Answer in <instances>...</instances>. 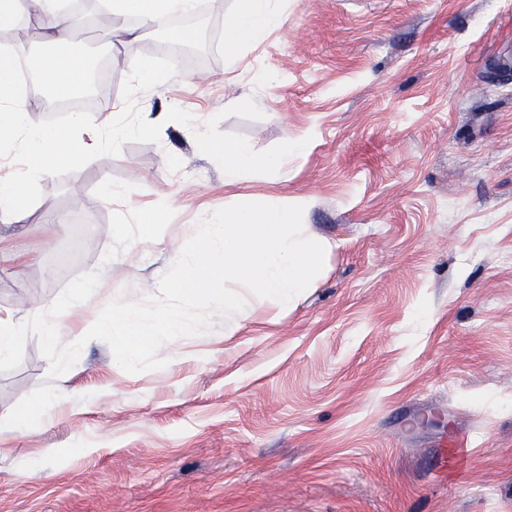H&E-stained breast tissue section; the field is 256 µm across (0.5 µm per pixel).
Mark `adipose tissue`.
Listing matches in <instances>:
<instances>
[{
	"label": "adipose tissue",
	"instance_id": "1",
	"mask_svg": "<svg viewBox=\"0 0 512 512\" xmlns=\"http://www.w3.org/2000/svg\"><path fill=\"white\" fill-rule=\"evenodd\" d=\"M192 0H111L107 28L124 29L128 16L134 15L147 25L168 23L172 14L186 13ZM23 14L36 15L47 29L54 50L35 56V73L39 87L52 98H60L85 88L91 63L70 51L75 30L62 0H0V26L10 25ZM281 25V17L273 0H236V8L225 29L229 45L257 42ZM22 88L16 82L12 52L0 50V150H17L25 159V174L20 179L0 178V222L24 224L33 213L28 186L52 172L57 163L71 166L97 157L108 148L118 147L126 138L140 131L166 126L170 115L159 112L145 116L141 124L121 123L106 118L73 113L70 121L46 126L34 121L20 104ZM204 153L221 157L224 182L238 184L244 172L254 163L251 148L245 144L218 148L202 142ZM76 296L41 299L25 313H0V360L9 359L16 342L32 332H40L47 340L60 334L64 316L72 314Z\"/></svg>",
	"mask_w": 512,
	"mask_h": 512
}]
</instances>
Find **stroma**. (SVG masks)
<instances>
[{"label": "stroma", "instance_id": "stroma-1", "mask_svg": "<svg viewBox=\"0 0 512 512\" xmlns=\"http://www.w3.org/2000/svg\"><path fill=\"white\" fill-rule=\"evenodd\" d=\"M212 2L182 19L184 65L170 28L130 18L127 44L99 0L75 10L73 52L112 57L92 115L173 120L31 185L32 223H0L27 257L0 261V309L88 282V319L157 295L197 222L244 199L303 206L324 276L231 339L219 322L165 344L159 370L89 341L80 393L15 428L4 416L66 387L26 336L0 361V512H512V0H276L281 27L237 47L235 0ZM145 61L166 80L137 82ZM203 135L251 147L241 185ZM290 136L306 153L266 167ZM162 200L158 241L130 244ZM449 429L468 444L442 473Z\"/></svg>", "mask_w": 512, "mask_h": 512}]
</instances>
